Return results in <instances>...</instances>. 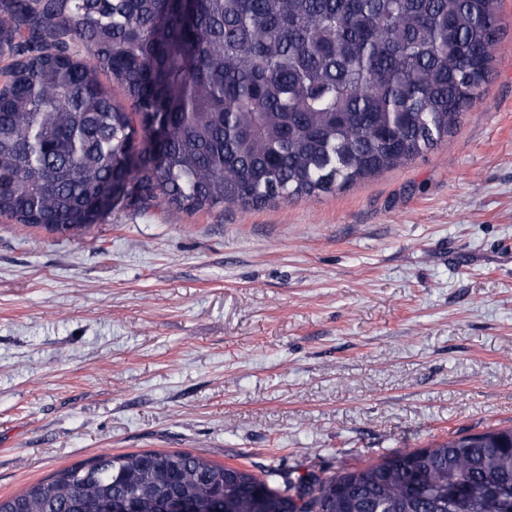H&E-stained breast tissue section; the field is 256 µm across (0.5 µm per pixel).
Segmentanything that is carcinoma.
<instances>
[{"label":"carcinoma","instance_id":"cac0c4a2","mask_svg":"<svg viewBox=\"0 0 512 512\" xmlns=\"http://www.w3.org/2000/svg\"><path fill=\"white\" fill-rule=\"evenodd\" d=\"M501 0H0V216L79 233L112 206L191 212L330 193L447 140L481 96ZM109 74L128 105L115 102ZM162 113L153 152L136 121ZM123 192L105 208L113 183ZM466 481L464 503L448 486ZM512 427L362 466L259 476L180 450L104 453L0 512L136 495L195 512H512Z\"/></svg>","mask_w":512,"mask_h":512}]
</instances>
